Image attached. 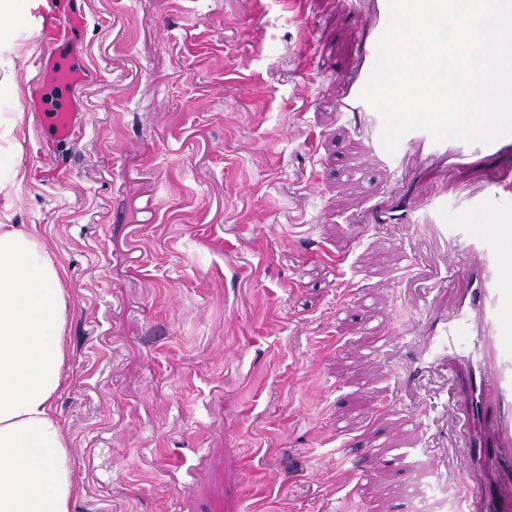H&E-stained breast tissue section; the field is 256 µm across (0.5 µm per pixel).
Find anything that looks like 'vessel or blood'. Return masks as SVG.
Here are the masks:
<instances>
[{"mask_svg": "<svg viewBox=\"0 0 512 512\" xmlns=\"http://www.w3.org/2000/svg\"><path fill=\"white\" fill-rule=\"evenodd\" d=\"M368 18L358 39L355 67L336 74L339 94L336 117L363 118L370 133V146L381 151L382 119L359 92L376 56V42L388 23V0H367ZM86 24L83 12L62 17L46 16L42 41L50 52L37 59L28 102L38 114L46 135L56 145L77 143L87 115L81 110L79 88L89 81L88 68L67 55L73 37ZM400 151L416 159V173L438 166L463 181L474 159H496L486 168L493 198L466 197L463 207L477 216L465 225L456 244L433 281L464 279L468 295L459 299L455 312L433 311L422 332L427 360L435 365L456 360L465 371L459 378L458 393L465 404L469 431L460 443L458 467L454 473L459 495V512H512V498L493 497L488 484L479 477L484 463L497 473L512 478V136L490 144L458 141L433 143L422 131L409 133ZM423 212L440 236L448 234V204L425 194L418 182H411L395 199L378 202L372 213L376 224H406L412 214Z\"/></svg>", "mask_w": 512, "mask_h": 512, "instance_id": "vessel-or-blood-1", "label": "vessel or blood"}]
</instances>
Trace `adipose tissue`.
<instances>
[{"instance_id": "ef3b65f1", "label": "adipose tissue", "mask_w": 512, "mask_h": 512, "mask_svg": "<svg viewBox=\"0 0 512 512\" xmlns=\"http://www.w3.org/2000/svg\"><path fill=\"white\" fill-rule=\"evenodd\" d=\"M68 271L23 224H0V512H72L79 494L56 411L77 306Z\"/></svg>"}]
</instances>
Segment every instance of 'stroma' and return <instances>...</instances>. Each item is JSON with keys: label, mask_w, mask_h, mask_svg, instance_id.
<instances>
[{"label": "stroma", "mask_w": 512, "mask_h": 512, "mask_svg": "<svg viewBox=\"0 0 512 512\" xmlns=\"http://www.w3.org/2000/svg\"><path fill=\"white\" fill-rule=\"evenodd\" d=\"M16 2L0 224L33 226L80 306L56 399L72 512H454L407 423L437 378L412 338L366 354L447 245L419 217L371 223L412 171L331 112L360 0ZM66 5L94 78L58 164L27 99L42 17Z\"/></svg>", "instance_id": "1"}]
</instances>
